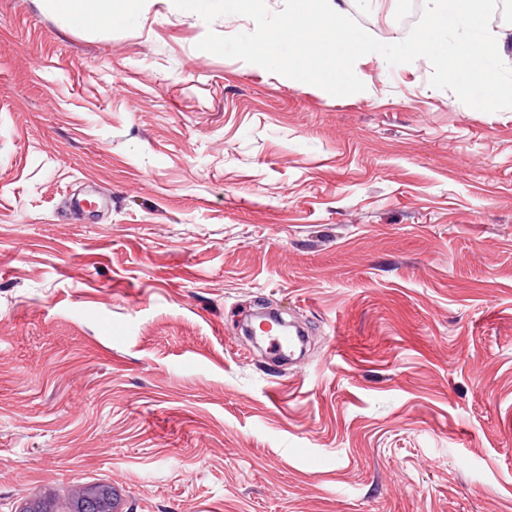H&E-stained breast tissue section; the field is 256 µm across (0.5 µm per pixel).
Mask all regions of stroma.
I'll return each mask as SVG.
<instances>
[{
    "mask_svg": "<svg viewBox=\"0 0 512 512\" xmlns=\"http://www.w3.org/2000/svg\"><path fill=\"white\" fill-rule=\"evenodd\" d=\"M253 28L0 0V512H512V109L197 48ZM263 304L300 361L245 340ZM50 9L66 18L73 25H87L110 18L112 10L107 3L112 0H44ZM89 494V495H88ZM81 512H120V502L115 489L108 486H97L86 493ZM91 508V511H86Z\"/></svg>",
    "mask_w": 512,
    "mask_h": 512,
    "instance_id": "1",
    "label": "stroma"
}]
</instances>
